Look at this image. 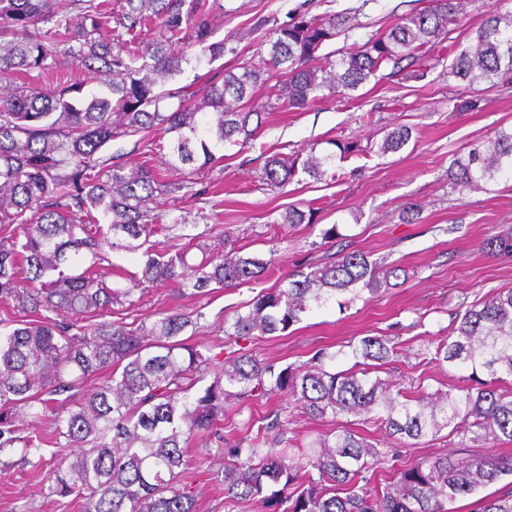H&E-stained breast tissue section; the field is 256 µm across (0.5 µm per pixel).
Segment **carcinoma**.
<instances>
[{
    "label": "carcinoma",
    "mask_w": 512,
    "mask_h": 512,
    "mask_svg": "<svg viewBox=\"0 0 512 512\" xmlns=\"http://www.w3.org/2000/svg\"><path fill=\"white\" fill-rule=\"evenodd\" d=\"M223 0H0V448L27 457L44 446L71 448L53 474L52 492L83 501V512H196L180 483L188 448L214 439L224 451V506L260 501L270 512H512V456L435 454L410 464L398 448H377L345 426L316 430L293 448L280 413L269 439L221 434L224 402H250L276 391L299 395L314 421L374 414L388 434L419 441L446 429L458 447L470 441H512V288L455 312L448 335L428 341L431 359L469 372L460 393L412 394L376 376L394 362L383 336L323 349L280 371L239 346L253 336L283 333L302 316L360 284L370 295L392 287L398 268H382L361 250L342 248L310 271L297 270L224 320L222 362L181 338L203 314L168 311L133 326L112 321V306L130 310L151 289L173 286L182 296L237 287L271 273L275 260L238 251L153 241L170 231L171 211L187 198L215 194L200 180L219 163L224 145L246 147L264 123L255 107L305 108L355 90L381 67L449 39L463 23V0L428 6L339 55L325 48L345 33V13L298 15L270 29L262 65L243 63L219 77L171 87L183 66L224 58L212 19ZM195 48L197 52L190 53ZM448 78L494 85L512 73V11L491 9L446 68ZM59 83L47 90L42 80ZM255 127H250V123ZM136 136L147 160L130 171L101 155L113 140ZM406 126L389 131L378 153L402 149ZM305 158H300V155ZM157 156L159 165L149 164ZM333 154L316 147L266 158L262 182L275 192L298 173L320 179ZM181 178L168 180L163 170ZM512 174V127L467 147L448 167V184L468 187ZM318 208L290 207L282 224H313ZM484 247L512 255V237L493 235ZM142 251L127 288H111L97 269L110 252ZM352 367L330 371L338 357ZM211 382L199 384L208 373ZM66 395L59 409L49 395ZM55 414L49 436L19 435L18 413Z\"/></svg>",
    "instance_id": "carcinoma-1"
}]
</instances>
